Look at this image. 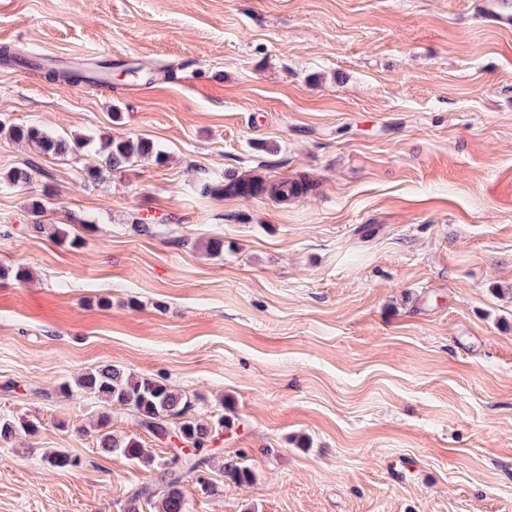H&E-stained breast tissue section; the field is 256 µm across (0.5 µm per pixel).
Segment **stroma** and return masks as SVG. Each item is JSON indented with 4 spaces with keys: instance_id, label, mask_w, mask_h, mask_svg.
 <instances>
[{
    "instance_id": "obj_1",
    "label": "stroma",
    "mask_w": 512,
    "mask_h": 512,
    "mask_svg": "<svg viewBox=\"0 0 512 512\" xmlns=\"http://www.w3.org/2000/svg\"><path fill=\"white\" fill-rule=\"evenodd\" d=\"M480 0H10L0 45L152 69L0 65V120L150 139L89 177L0 135V512H124L160 474L98 447L59 385L106 363L225 413L187 512H512V29ZM39 172L17 186L5 174ZM309 175L288 203L225 174ZM48 232H24L33 198ZM153 224L139 235L135 220ZM219 238L221 255L206 244ZM114 434L169 445L112 408ZM64 449L81 467H51ZM254 479L222 476V463ZM0 61L3 64L19 63L38 72L48 81H66L69 83H83L85 85L106 84L112 85V60H103L95 64V71L83 68H59L53 63H41L18 55L15 50L4 45L0 47Z\"/></svg>"
}]
</instances>
